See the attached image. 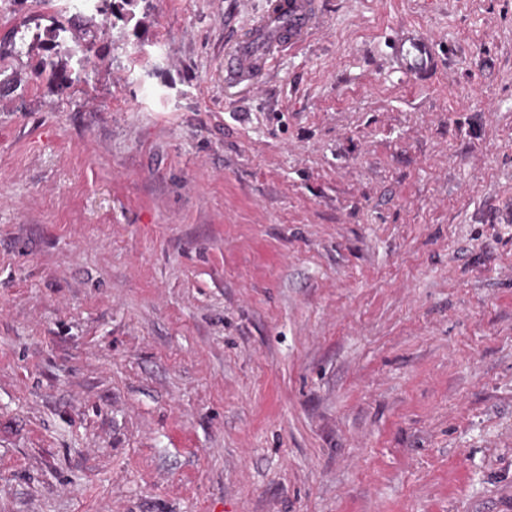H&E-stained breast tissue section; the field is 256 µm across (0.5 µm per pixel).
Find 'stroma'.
<instances>
[{
  "instance_id": "1",
  "label": "stroma",
  "mask_w": 512,
  "mask_h": 512,
  "mask_svg": "<svg viewBox=\"0 0 512 512\" xmlns=\"http://www.w3.org/2000/svg\"><path fill=\"white\" fill-rule=\"evenodd\" d=\"M270 2L0 7V512H512V0ZM314 23L312 0H276L267 16L255 24L224 60L234 75L251 73L271 59L276 46L300 39ZM394 64L415 79L430 78L437 69L435 40L416 30L394 37L391 45Z\"/></svg>"
}]
</instances>
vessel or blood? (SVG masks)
<instances>
[{"instance_id": "obj_1", "label": "vessel or blood", "mask_w": 512, "mask_h": 512, "mask_svg": "<svg viewBox=\"0 0 512 512\" xmlns=\"http://www.w3.org/2000/svg\"><path fill=\"white\" fill-rule=\"evenodd\" d=\"M313 23L312 0H274L267 16L225 58V70L234 75L251 73L267 63L276 46L300 39ZM390 49L397 68L414 78H430L437 69L435 41L419 31L409 30L394 37Z\"/></svg>"}]
</instances>
